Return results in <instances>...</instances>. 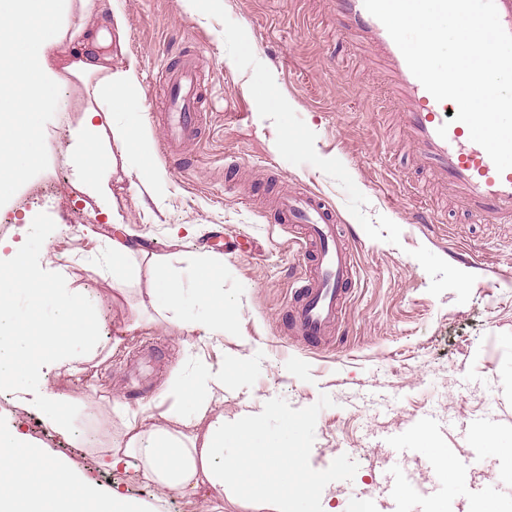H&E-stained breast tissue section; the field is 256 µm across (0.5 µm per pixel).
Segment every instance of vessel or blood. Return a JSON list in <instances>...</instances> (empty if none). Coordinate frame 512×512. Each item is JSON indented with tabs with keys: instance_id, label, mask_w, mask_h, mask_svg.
<instances>
[{
	"instance_id": "vessel-or-blood-1",
	"label": "vessel or blood",
	"mask_w": 512,
	"mask_h": 512,
	"mask_svg": "<svg viewBox=\"0 0 512 512\" xmlns=\"http://www.w3.org/2000/svg\"><path fill=\"white\" fill-rule=\"evenodd\" d=\"M337 32L364 47L386 69L385 93L402 108L400 132L435 179L447 182L457 204L484 224L512 222V168L497 171L468 127L450 120L452 104L437 101L411 73L384 25L367 12L363 0H333ZM160 80L168 95L163 153L175 160L183 141L193 139L204 116V102L194 58L163 71ZM446 136H439V127ZM272 207L277 223L298 228L301 251L314 262L293 271L303 287L291 326L302 336L320 337L341 325L347 316L350 286L356 275L349 248L354 229L339 223L334 208L307 189L276 193Z\"/></svg>"
}]
</instances>
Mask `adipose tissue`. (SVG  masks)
Returning a JSON list of instances; mask_svg holds the SVG:
<instances>
[{"label":"adipose tissue","instance_id":"obj_1","mask_svg":"<svg viewBox=\"0 0 512 512\" xmlns=\"http://www.w3.org/2000/svg\"><path fill=\"white\" fill-rule=\"evenodd\" d=\"M123 27V17L103 14L98 0H0V111L9 114L8 119L0 118V195L21 180L17 163L30 152L12 114L30 119L40 111H61L63 77L69 74L87 81L92 103L70 132L65 162L109 223L121 224L111 186L114 153L133 147L143 161L151 159L140 123H117L114 113L95 104L101 93H123L136 84L133 71L111 67L112 32ZM63 43L70 54L59 64L51 51ZM223 261V256L200 251L187 274L169 265H154L152 286L141 307L152 308L169 324L193 325L183 308V278L191 276L206 310L200 341L210 347L223 345L230 314L224 309L223 288L208 276ZM50 268L47 259L31 266L21 244L0 240V326L12 317L18 291L32 297L42 293L43 275ZM55 300L56 317L36 324L32 333H14L8 341H0V390L11 391L20 407L40 415L52 431L66 434L73 426L71 405L49 393L44 379L52 371L69 377L87 372L104 348L99 319L82 293L59 288ZM32 335L39 338L33 354L25 346ZM224 383L223 365L201 366L196 381L201 396L191 414L176 415L179 430L128 421L125 446L109 449L105 466L134 471L143 482L189 496L256 491L260 512H294L288 498L291 452L270 447L260 434L261 422L247 421L241 427L251 437L248 463L225 459L229 429L221 408ZM24 441L17 431L0 428V512H138L131 500L116 493L103 496L82 484L66 464L21 467L16 450Z\"/></svg>","mask_w":512,"mask_h":512}]
</instances>
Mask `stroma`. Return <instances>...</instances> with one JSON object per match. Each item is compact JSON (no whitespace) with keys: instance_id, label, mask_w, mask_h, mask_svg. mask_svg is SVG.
<instances>
[{"instance_id":"35a3bbf8","label":"stroma","mask_w":512,"mask_h":512,"mask_svg":"<svg viewBox=\"0 0 512 512\" xmlns=\"http://www.w3.org/2000/svg\"><path fill=\"white\" fill-rule=\"evenodd\" d=\"M104 5L125 20L112 36V68L137 78L112 110L144 118L142 135L164 182L155 195L129 153L112 176L114 204L141 244L174 266L191 265L203 249L223 255L215 275L233 316L219 352L200 343L202 329L139 310L152 279L148 264L130 291L113 293L96 256L114 227L101 222L64 162L68 127L86 105L83 82L68 78L66 111L46 112L28 132L36 156L0 199V239L23 241L31 256L50 248L115 342L96 370L47 376L49 390L87 406L68 435L0 397V424L26 437L20 465L66 462L101 493L119 491L143 512H257L248 499L184 497L100 465L106 450L125 442L115 405L174 427V413L194 407L184 390L199 366L220 361L230 379L225 424L259 418L268 437L289 446L296 472L329 462V479L301 497L303 512H352L393 472L403 512H512V485L501 472L472 463L469 492L457 488L453 468L475 448L512 459V447L493 442L512 434V223H477L453 207L447 185L430 181L394 134L399 113L382 87V67L337 34L331 0ZM185 55L199 65L207 121L173 164L162 156L159 76ZM273 98L280 111H267ZM38 183L48 192L30 198ZM273 185L322 193L356 230L348 315L320 342L285 329L296 290L290 272L308 259L292 229L255 204ZM421 209L429 223H414ZM180 224L197 225L198 236L174 241ZM465 250L481 264L456 261ZM176 376L179 391L170 386Z\"/></svg>"}]
</instances>
